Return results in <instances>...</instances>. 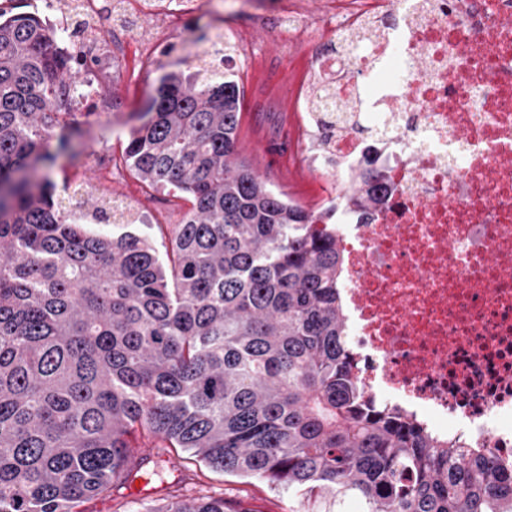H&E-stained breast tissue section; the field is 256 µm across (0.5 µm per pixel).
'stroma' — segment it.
Masks as SVG:
<instances>
[{"label": "stroma", "mask_w": 512, "mask_h": 512, "mask_svg": "<svg viewBox=\"0 0 512 512\" xmlns=\"http://www.w3.org/2000/svg\"><path fill=\"white\" fill-rule=\"evenodd\" d=\"M299 7L313 22L328 23L330 0H200L186 20L176 19L165 0H144L138 35L121 36L111 28L97 31L108 49L106 57L92 60L94 92L72 105L80 134L74 141L79 159L60 156L53 173L56 193L66 197L74 183L88 185L93 197H109L130 205L138 221L133 227L106 226L108 234L133 232L155 236L156 225L178 223L186 206L159 191L146 193L125 170L108 171L100 159L119 154L136 112L155 95L160 77L171 70H191L194 58L209 38L223 34L231 51L224 62L235 73L243 92L239 147L254 169L274 188L307 210L321 212L336 196L330 177L311 160L310 151L297 147L301 112L297 100L307 74L328 51L324 42L289 34L278 21L280 13ZM170 464L188 470L186 494H220L239 512H291L295 501L266 483L212 471L179 448L163 451ZM150 469H143L125 495L85 503L86 512H139L143 500L162 499L151 489Z\"/></svg>", "instance_id": "35a3bbf8"}]
</instances>
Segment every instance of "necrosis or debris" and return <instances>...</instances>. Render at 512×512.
<instances>
[{
    "label": "necrosis or debris",
    "instance_id": "obj_1",
    "mask_svg": "<svg viewBox=\"0 0 512 512\" xmlns=\"http://www.w3.org/2000/svg\"><path fill=\"white\" fill-rule=\"evenodd\" d=\"M87 27L134 30L130 0H59ZM311 85L354 121L306 134L345 186L375 168L368 221L342 212L346 336L365 391L436 436L512 461V0H352Z\"/></svg>",
    "mask_w": 512,
    "mask_h": 512
}]
</instances>
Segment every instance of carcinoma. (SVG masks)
<instances>
[{
  "label": "carcinoma",
  "instance_id": "obj_1",
  "mask_svg": "<svg viewBox=\"0 0 512 512\" xmlns=\"http://www.w3.org/2000/svg\"><path fill=\"white\" fill-rule=\"evenodd\" d=\"M61 31L0 10V512H83L142 469L137 438L363 512H512V469L375 403L354 371L337 207L272 188L237 145L230 72L170 71L119 162L191 204L146 236L78 224L51 174L79 132ZM384 174L354 177L364 219ZM143 512H233L171 491Z\"/></svg>",
  "mask_w": 512,
  "mask_h": 512
}]
</instances>
